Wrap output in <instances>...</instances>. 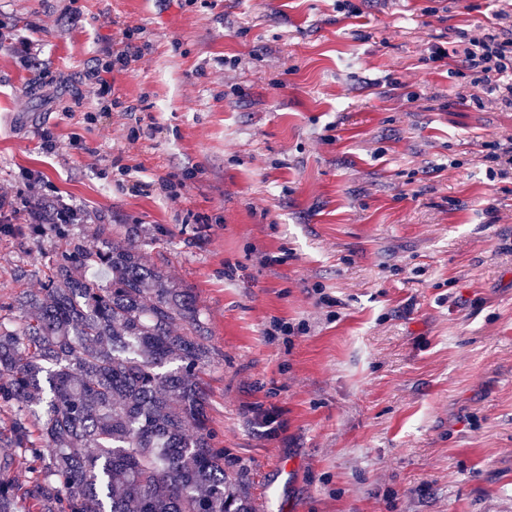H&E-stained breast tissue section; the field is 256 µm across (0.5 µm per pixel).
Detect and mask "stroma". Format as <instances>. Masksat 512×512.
Returning a JSON list of instances; mask_svg holds the SVG:
<instances>
[{"instance_id": "stroma-1", "label": "stroma", "mask_w": 512, "mask_h": 512, "mask_svg": "<svg viewBox=\"0 0 512 512\" xmlns=\"http://www.w3.org/2000/svg\"><path fill=\"white\" fill-rule=\"evenodd\" d=\"M357 4L0 0V40L42 49L0 50V189L31 173L84 213L0 231V306L95 225L149 236L196 297L214 443L261 512H512V179L485 159L512 112L428 60L487 0ZM128 29L150 47L107 73L119 106H74Z\"/></svg>"}]
</instances>
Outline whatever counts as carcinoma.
Segmentation results:
<instances>
[{
	"label": "carcinoma",
	"instance_id": "carcinoma-1",
	"mask_svg": "<svg viewBox=\"0 0 512 512\" xmlns=\"http://www.w3.org/2000/svg\"><path fill=\"white\" fill-rule=\"evenodd\" d=\"M66 243L47 284L0 317V404L17 408L0 446L30 455L18 485L0 460V512H257L215 447L200 378L210 359L192 291L145 257V244ZM93 263L110 268L90 281Z\"/></svg>",
	"mask_w": 512,
	"mask_h": 512
}]
</instances>
